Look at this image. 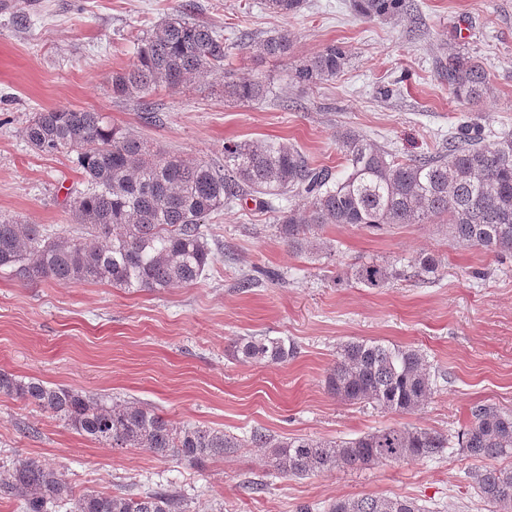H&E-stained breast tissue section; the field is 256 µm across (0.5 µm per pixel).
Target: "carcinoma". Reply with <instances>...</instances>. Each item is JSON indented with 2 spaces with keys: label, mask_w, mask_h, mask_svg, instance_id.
Masks as SVG:
<instances>
[{
  "label": "carcinoma",
  "mask_w": 512,
  "mask_h": 512,
  "mask_svg": "<svg viewBox=\"0 0 512 512\" xmlns=\"http://www.w3.org/2000/svg\"><path fill=\"white\" fill-rule=\"evenodd\" d=\"M304 0H264L267 9L294 14ZM366 18H385L407 9L406 0H353ZM286 34L255 42L262 58H286ZM227 47L221 32L173 13L139 39L136 60L112 73L117 99H143L162 85L179 86L224 68ZM347 54L329 45L295 66L299 83L333 78ZM448 87L470 103L486 91L482 67L465 53L448 56ZM267 84L255 78L224 81V96L237 102L264 99ZM29 146L40 153L77 154L86 190L71 204L84 232L45 233L38 224L0 217V269L27 282L107 283L115 288L160 291L196 283L213 261L203 225L212 212L247 196L304 194L308 205L290 208L278 219L288 247L311 252V236L327 224L381 227L448 224V239L466 247L512 255V134L484 144L462 128L448 134L445 150L399 160L351 128L336 132L347 165L335 179L311 167L298 148L277 139L224 144V170L176 154L154 151L144 138L110 124L100 112L54 109L35 112L24 128ZM439 262L423 255L414 263H363L354 280L364 288L426 278ZM298 346L278 336H243L233 355L254 364L296 357ZM328 393L350 405L370 404L408 413L425 405L434 377L423 352L412 346L350 340L338 347L325 377ZM0 394L53 413L77 433L113 448H145L164 458L202 465L241 445L235 435L191 424L176 426L145 403L90 397L68 388L0 371ZM250 441L267 448L271 473L303 478L357 466H384L434 458L448 437L405 424L333 441L276 438L255 430ZM457 445L474 459L512 457V411L494 404L470 409L457 432ZM472 487L493 512H512V468L477 466ZM0 499L19 512H190L177 490L137 493L78 491L56 470L28 459L0 465ZM326 512H425L408 497L339 498Z\"/></svg>",
  "instance_id": "1"
}]
</instances>
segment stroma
Listing matches in <instances>:
<instances>
[{"label":"stroma","instance_id":"obj_1","mask_svg":"<svg viewBox=\"0 0 512 512\" xmlns=\"http://www.w3.org/2000/svg\"><path fill=\"white\" fill-rule=\"evenodd\" d=\"M175 12L228 38L223 70L142 100L114 98L111 76L135 61L137 38ZM283 33L288 58L255 55L254 41ZM330 44L347 50L343 70L296 82L295 64ZM457 52L486 73L487 90L470 105L454 99L443 75ZM243 77L265 80L268 97L226 100L225 79ZM49 109L101 112L157 148L218 167L225 142L280 138L336 177L347 172L336 149L344 128L402 158L436 152L464 123L490 144L512 133V0H409L403 14L372 20L352 0H304L290 15L271 13L264 0H16L0 12V216L76 234L70 204L84 183L74 152H36L23 135L31 114ZM303 203L285 195L213 212L205 224L214 260L191 286L36 284L0 271V370L148 403L174 425L244 441L257 429L346 440L399 423L452 437L475 404L512 409V257L452 244L442 224H329L319 236L333 249L313 259L277 230L282 212ZM427 254L441 262L438 278L377 289L354 280L358 264L407 265ZM260 268L275 280L243 287ZM242 336H281L299 353L246 364L232 353ZM352 338L421 349L436 380L428 402L395 414L330 395L326 374ZM265 454L245 442L201 467L164 460L111 448L0 396V463L38 460L80 491L175 486L190 512H299L382 495L414 498L426 512H490L471 487L472 459L454 444L430 460L304 478L272 476Z\"/></svg>","mask_w":512,"mask_h":512}]
</instances>
